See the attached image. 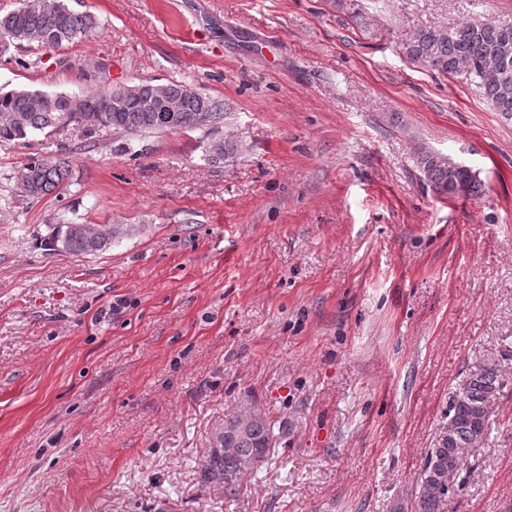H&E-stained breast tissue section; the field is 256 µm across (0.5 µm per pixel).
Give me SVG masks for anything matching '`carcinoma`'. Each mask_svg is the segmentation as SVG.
Wrapping results in <instances>:
<instances>
[{
	"label": "carcinoma",
	"instance_id": "1",
	"mask_svg": "<svg viewBox=\"0 0 512 512\" xmlns=\"http://www.w3.org/2000/svg\"><path fill=\"white\" fill-rule=\"evenodd\" d=\"M98 26L95 15L76 13L65 0H43L34 6L23 3L0 15V51L5 53L11 44L23 42L59 48ZM403 53L409 61L426 63L444 76L468 73L493 109L512 118V24L484 18L449 28L420 27L405 40ZM223 119L224 103L176 82L153 83L137 96L112 87L83 97L29 90L0 92V143H24L36 132L56 131L83 121L90 138L99 125L122 134L179 132L213 130ZM205 153L209 162L220 164L236 159L242 149L234 141L212 138ZM417 163L423 182L438 198H476L483 192L476 173L449 164L441 153H421ZM72 168L69 152L30 157L18 172L17 189L33 201L63 194L71 186ZM60 224V228L53 227L59 236L58 246L76 256L108 248L118 234L116 229L109 235L89 224L68 234L65 221ZM507 384L498 364L491 363L455 388L448 400V424L415 479L410 512H439L450 495V479L468 468L464 449L483 442L490 407ZM276 424L255 406L225 419L222 451L208 455L200 470L202 484L217 482L224 488V496L236 495L242 475L265 459L276 436Z\"/></svg>",
	"mask_w": 512,
	"mask_h": 512
}]
</instances>
